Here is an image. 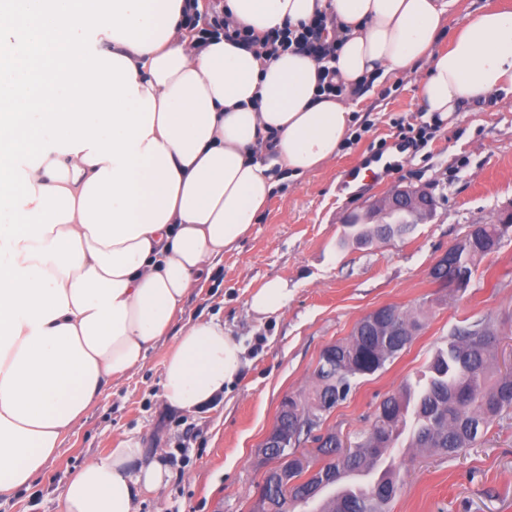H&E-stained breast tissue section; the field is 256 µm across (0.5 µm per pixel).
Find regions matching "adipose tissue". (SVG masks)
I'll use <instances>...</instances> for the list:
<instances>
[{
	"label": "adipose tissue",
	"instance_id": "1",
	"mask_svg": "<svg viewBox=\"0 0 512 512\" xmlns=\"http://www.w3.org/2000/svg\"><path fill=\"white\" fill-rule=\"evenodd\" d=\"M459 0H228L264 32L333 17L342 96L318 64L199 42L186 0H0V497L30 490L112 381L171 328L161 397L196 411L244 366L215 321L179 324L204 271L255 224L276 185L335 160L355 115L346 94L422 61L421 111L447 116L512 94V10ZM275 278L249 299L281 315ZM166 465L127 440L70 474L57 512H136ZM508 3L512 5V0H460L459 8L455 11L453 16L449 21V26L445 28L441 41L439 42V46L447 47L448 46V38L452 34L455 27L460 24L463 20V16L465 13L478 10L481 8L498 6L500 4Z\"/></svg>",
	"mask_w": 512,
	"mask_h": 512
}]
</instances>
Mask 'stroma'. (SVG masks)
<instances>
[{"instance_id": "obj_1", "label": "stroma", "mask_w": 512, "mask_h": 512, "mask_svg": "<svg viewBox=\"0 0 512 512\" xmlns=\"http://www.w3.org/2000/svg\"><path fill=\"white\" fill-rule=\"evenodd\" d=\"M426 71L419 62L362 87L353 98L356 123L336 160L282 179L249 233L187 298L181 323L212 320L243 342L245 365L229 390L191 413L166 405L160 380L176 340L168 333L72 428L35 494L0 498V512H57L56 489L70 473L128 439L159 454L171 471L167 488L140 497L136 512H250L265 470L262 442L281 401L308 391L322 349L383 306L418 315L423 328L383 370L357 378L331 412L327 424L342 436L368 429L380 402L415 382L458 327L491 323L499 366L512 368V231L477 261L464 291L442 288L429 275L471 225L512 212V98L494 95L441 120L420 112L415 98ZM421 126L426 144L403 141V130ZM381 154L391 161L378 179L345 183L347 170ZM406 185L431 193L428 223L404 238L345 243L348 214L370 221L372 205ZM277 277L292 290L287 309L256 315L251 294ZM393 456L403 485L390 512H512V414L458 457L404 445Z\"/></svg>"}]
</instances>
